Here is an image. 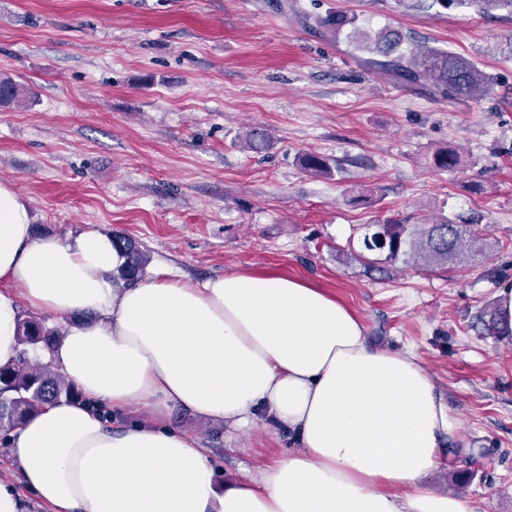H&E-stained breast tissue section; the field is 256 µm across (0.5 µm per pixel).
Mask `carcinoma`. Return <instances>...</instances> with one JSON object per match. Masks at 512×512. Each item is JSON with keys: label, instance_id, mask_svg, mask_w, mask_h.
<instances>
[{"label": "carcinoma", "instance_id": "obj_1", "mask_svg": "<svg viewBox=\"0 0 512 512\" xmlns=\"http://www.w3.org/2000/svg\"><path fill=\"white\" fill-rule=\"evenodd\" d=\"M467 5L483 12L506 9L512 13V0H425L426 9L446 10L452 6ZM316 26L333 39L344 32L373 54L367 63L392 75L406 84H428L435 94L448 99L481 98L494 92L493 77L476 62L464 55L419 43L411 36L390 28H382L374 35L364 32L354 15L330 12L316 18ZM31 102L24 97L20 84L9 76H0V107L10 108ZM267 132L251 128L242 139V146L255 153L269 147ZM430 165L438 170L454 168L460 156L454 150L438 147L428 156ZM301 168L316 177L331 174L330 160L315 153L299 156ZM113 243L126 257L119 270V279L131 283L144 273L148 256L129 240L112 237ZM476 237L466 224L441 219L432 224H412L408 219L388 220L382 224L365 225L362 240L365 253L377 254L371 263L396 265L398 263L422 271L446 269L464 259L475 256ZM62 338L61 331L50 329L35 318L19 321L17 331L18 356L15 363L0 367V430L9 431L21 426L29 417L48 404L60 400H76L78 392L72 383L64 380L51 364H34L29 352L39 350L49 354Z\"/></svg>", "mask_w": 512, "mask_h": 512}]
</instances>
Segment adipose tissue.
I'll return each instance as SVG.
<instances>
[{
    "label": "adipose tissue",
    "mask_w": 512,
    "mask_h": 512,
    "mask_svg": "<svg viewBox=\"0 0 512 512\" xmlns=\"http://www.w3.org/2000/svg\"><path fill=\"white\" fill-rule=\"evenodd\" d=\"M109 236L33 238L0 182V366L22 308L74 317L50 360L83 395L7 434L24 485L54 512H473L422 483L457 422L409 350L371 346L335 297L279 274L116 284ZM145 409L118 430L102 406ZM297 450L218 485L206 449L165 425L174 409Z\"/></svg>",
    "instance_id": "obj_1"
}]
</instances>
